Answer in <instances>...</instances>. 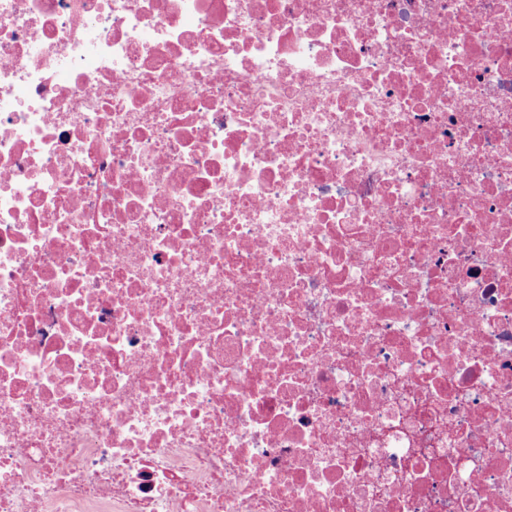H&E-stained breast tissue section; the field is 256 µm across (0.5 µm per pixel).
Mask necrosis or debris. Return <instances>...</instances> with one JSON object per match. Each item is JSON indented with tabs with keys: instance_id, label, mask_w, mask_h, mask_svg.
<instances>
[{
	"instance_id": "1",
	"label": "necrosis or debris",
	"mask_w": 512,
	"mask_h": 512,
	"mask_svg": "<svg viewBox=\"0 0 512 512\" xmlns=\"http://www.w3.org/2000/svg\"><path fill=\"white\" fill-rule=\"evenodd\" d=\"M0 512H512V0H0Z\"/></svg>"
}]
</instances>
